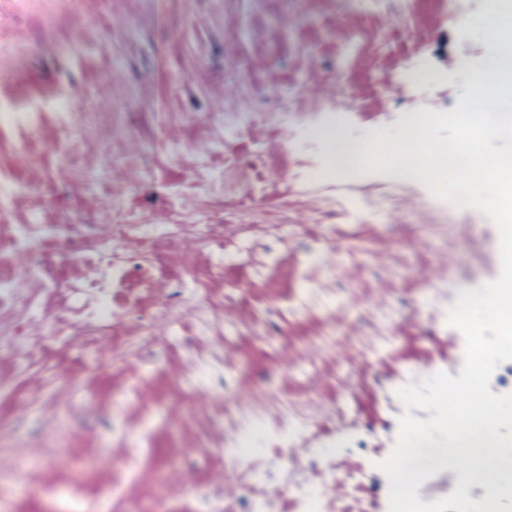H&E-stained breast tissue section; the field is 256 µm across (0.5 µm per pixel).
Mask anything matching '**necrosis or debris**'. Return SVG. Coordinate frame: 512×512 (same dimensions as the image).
<instances>
[{"label":"necrosis or debris","mask_w":512,"mask_h":512,"mask_svg":"<svg viewBox=\"0 0 512 512\" xmlns=\"http://www.w3.org/2000/svg\"><path fill=\"white\" fill-rule=\"evenodd\" d=\"M302 2L224 0L222 111L168 112L155 96L79 126L0 113V145L27 162L0 191V512H68L65 493L78 512H389L396 392L459 376L465 337L440 319L420 350L453 333L455 363L376 373L364 404L334 356L393 349L394 324L362 335L315 309L303 277L360 267L371 230L342 192L374 211L418 197L445 232L451 205L412 192L414 161L376 184L370 157L412 146L413 115L380 122L403 103L389 78L473 0H349L338 16ZM350 105L352 157L318 158L314 130ZM87 405L107 426L73 438ZM22 481L40 495L21 500Z\"/></svg>","instance_id":"obj_1"}]
</instances>
